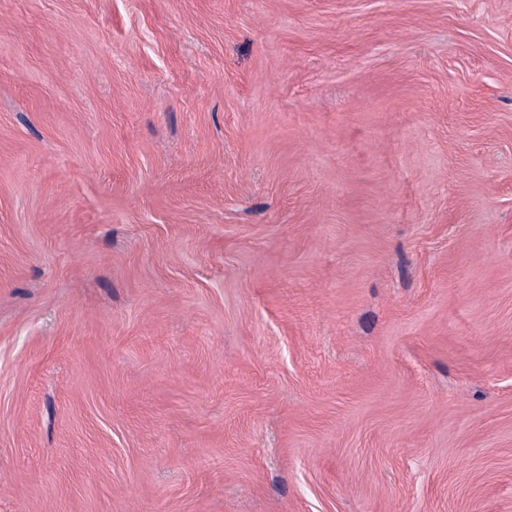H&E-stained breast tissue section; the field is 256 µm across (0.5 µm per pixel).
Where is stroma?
Returning a JSON list of instances; mask_svg holds the SVG:
<instances>
[{
	"instance_id": "obj_1",
	"label": "stroma",
	"mask_w": 512,
	"mask_h": 512,
	"mask_svg": "<svg viewBox=\"0 0 512 512\" xmlns=\"http://www.w3.org/2000/svg\"><path fill=\"white\" fill-rule=\"evenodd\" d=\"M0 512H512V0H0Z\"/></svg>"
}]
</instances>
